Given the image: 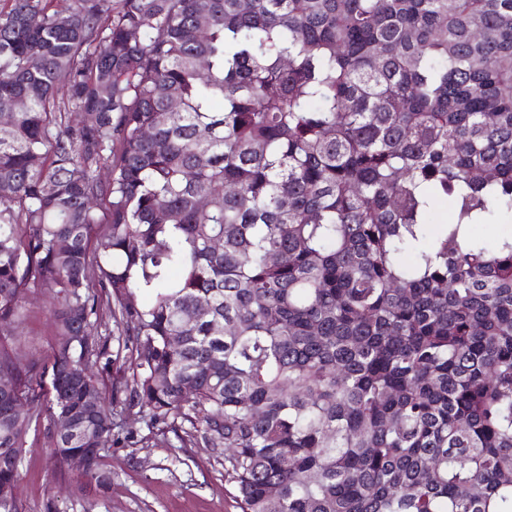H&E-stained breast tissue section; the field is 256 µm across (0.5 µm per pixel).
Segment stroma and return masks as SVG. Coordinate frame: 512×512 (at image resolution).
<instances>
[{
    "label": "stroma",
    "mask_w": 512,
    "mask_h": 512,
    "mask_svg": "<svg viewBox=\"0 0 512 512\" xmlns=\"http://www.w3.org/2000/svg\"><path fill=\"white\" fill-rule=\"evenodd\" d=\"M50 309L47 298L31 295L22 338L38 362L50 355ZM133 429L138 443L106 449L103 469L110 480L104 486H86L76 475L57 473L48 439H29L19 481L24 512H239L220 451L201 442L180 446L166 429L142 421Z\"/></svg>",
    "instance_id": "1"
}]
</instances>
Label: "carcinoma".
Wrapping results in <instances>:
<instances>
[{
	"label": "carcinoma",
	"instance_id": "cac0c4a2",
	"mask_svg": "<svg viewBox=\"0 0 512 512\" xmlns=\"http://www.w3.org/2000/svg\"><path fill=\"white\" fill-rule=\"evenodd\" d=\"M0 113V512L134 415L240 512H512V0H0ZM51 305L47 298L33 294L28 304V316L23 325L22 339L31 347L33 361H47L50 355L52 336Z\"/></svg>",
	"mask_w": 512,
	"mask_h": 512
}]
</instances>
